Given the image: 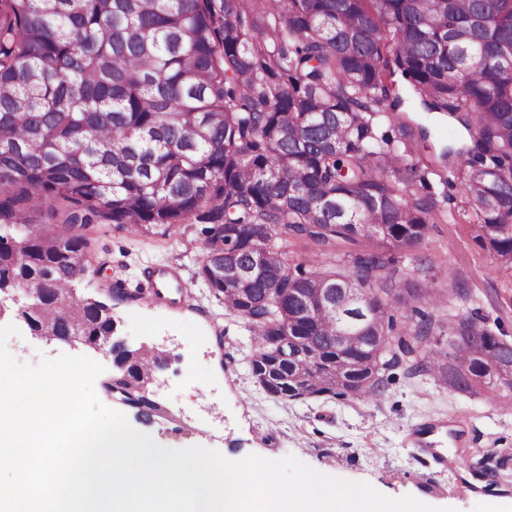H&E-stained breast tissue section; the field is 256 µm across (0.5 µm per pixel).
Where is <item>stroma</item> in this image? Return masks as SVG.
<instances>
[{
	"label": "stroma",
	"instance_id": "35a3bbf8",
	"mask_svg": "<svg viewBox=\"0 0 512 512\" xmlns=\"http://www.w3.org/2000/svg\"><path fill=\"white\" fill-rule=\"evenodd\" d=\"M406 117L424 120L430 128V137L417 141L414 156L434 168L429 188L416 183L411 191L418 197L432 191L441 213L417 252H390L394 279L439 291L456 284L464 296L450 298L440 319L476 309L496 336L512 342V267L499 265L481 244L458 176L439 155L441 143L461 130L433 113L424 116L411 109ZM91 238L77 294L105 302L117 283L132 293L130 301L112 302L113 338L131 350L154 348L167 354L147 388L164 415L144 418L120 394L106 389V377L117 370L114 358L37 337L11 308L0 315V326L18 329L7 341L16 361L35 364L61 353L90 357L105 368L94 383L100 401L168 448L199 445L231 460L291 455L322 474L369 483L390 497L411 495L456 512H488L495 500L502 512H512V392L475 398L432 376L398 368L383 398L373 402L269 395L251 373V333L197 275L206 240L202 224L193 221L175 232L157 227L131 233L107 221L93 228ZM417 254L422 263L414 262ZM151 264L180 267L193 285L191 306L148 300L143 270ZM424 422L441 424L447 468L436 466L409 441L411 429Z\"/></svg>",
	"mask_w": 512,
	"mask_h": 512
}]
</instances>
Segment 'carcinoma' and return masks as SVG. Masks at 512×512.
<instances>
[{"label":"carcinoma","mask_w":512,"mask_h":512,"mask_svg":"<svg viewBox=\"0 0 512 512\" xmlns=\"http://www.w3.org/2000/svg\"><path fill=\"white\" fill-rule=\"evenodd\" d=\"M403 89L478 129L441 157L465 158L479 239L512 265V0H0V279L49 289L31 316L52 334L105 336L108 305L73 290L90 225L193 218L208 233L198 276L253 333L266 392L377 400L398 366L471 396L512 392V343L479 313L448 322L446 353L434 314L396 330L395 312L442 298L393 286L384 251L307 270L278 245L424 240L435 202L409 186L427 130L397 120ZM32 206L59 224L24 223ZM217 262L251 274L213 281ZM349 280L370 295L365 323L342 309ZM122 362L147 372L136 350Z\"/></svg>","instance_id":"obj_1"}]
</instances>
